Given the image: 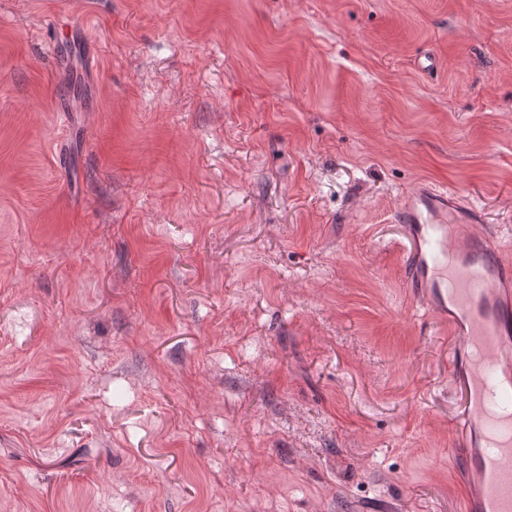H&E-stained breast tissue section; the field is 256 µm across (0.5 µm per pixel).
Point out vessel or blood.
Listing matches in <instances>:
<instances>
[{
    "instance_id": "vessel-or-blood-1",
    "label": "vessel or blood",
    "mask_w": 512,
    "mask_h": 512,
    "mask_svg": "<svg viewBox=\"0 0 512 512\" xmlns=\"http://www.w3.org/2000/svg\"><path fill=\"white\" fill-rule=\"evenodd\" d=\"M397 219L410 245L409 287L467 354L453 369L463 400L459 430L475 438L466 455L475 482L461 512H512V260L453 189L409 194Z\"/></svg>"
}]
</instances>
